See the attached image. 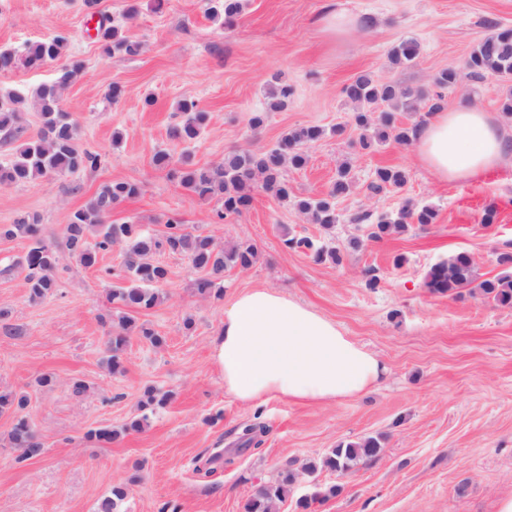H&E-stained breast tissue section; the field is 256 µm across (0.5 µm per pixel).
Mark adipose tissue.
I'll return each mask as SVG.
<instances>
[{
    "label": "adipose tissue",
    "instance_id": "ef3b65f1",
    "mask_svg": "<svg viewBox=\"0 0 512 512\" xmlns=\"http://www.w3.org/2000/svg\"><path fill=\"white\" fill-rule=\"evenodd\" d=\"M511 150L498 123L471 106L435 113L416 142L420 161L444 180L479 178ZM213 358L225 392L248 406L270 399L330 404L363 394L386 372L335 321L266 287L225 304Z\"/></svg>",
    "mask_w": 512,
    "mask_h": 512
}]
</instances>
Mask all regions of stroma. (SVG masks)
I'll return each instance as SVG.
<instances>
[{"mask_svg": "<svg viewBox=\"0 0 512 512\" xmlns=\"http://www.w3.org/2000/svg\"><path fill=\"white\" fill-rule=\"evenodd\" d=\"M230 27L211 19L208 0H0V47L66 35L64 60L81 62L62 94V106L78 125V143L100 153L104 164L76 175L49 176L0 187V224L23 214L41 219L45 241L61 252L57 292L28 299L26 240L0 238V393L26 394L25 414L43 444L41 456L16 463L9 443L14 418L0 414V512H97L113 486L129 487L124 512H243V505L283 470L295 475L279 512H497L512 496V308L480 295L434 294L427 270L448 256L469 254L479 278L499 275L500 252L512 247V157L470 182L441 180L419 160L415 143L362 149L343 87L357 74L380 82L432 89L435 75L464 66L490 33L512 28V0H242ZM111 17L122 36L140 42L134 57L102 54L89 36L92 13ZM344 12L359 27L337 38L323 20ZM404 40L419 48L416 65L392 63ZM290 87L288 105L269 111V89ZM120 85L124 95L111 102ZM507 84L490 77L463 78L448 89L443 109L475 106L487 112L512 141V119L499 108ZM152 106H145V97ZM196 101L207 119L199 137L171 148L199 167L223 163L228 153L274 147L291 128L322 127L308 149L306 167H285L295 195L324 196L342 164H350L353 191L336 201L339 221L331 232L306 220L292 204L260 190L230 221H211L216 200L187 194L154 162L167 147V129L179 121L181 100ZM266 113L252 130L253 113ZM406 173L402 188L371 194L379 167ZM115 180L137 183L138 197L116 206L112 218L162 235L168 218L182 220L217 247L248 241L256 263L224 273V296L204 298L194 289L199 273L187 258L160 252L169 270L160 300L132 312L166 339L156 348L131 337L125 370L110 372L105 358L112 274L124 249L100 254L87 268L66 255L65 227L72 211ZM433 207L435 223L409 224L406 232L372 242L357 212L393 214L404 204ZM495 224L482 222L489 204ZM343 248L341 264L318 263L285 248L284 230ZM364 239L351 250V238ZM376 287H369L370 277ZM268 287L310 304L336 321L345 336L374 353L388 368L362 396L328 405L271 400L253 407L224 391L212 342L224 323L226 298ZM50 374V387L37 384ZM85 384L74 392L73 380ZM170 393L145 429L114 443L87 439L89 430L119 428L139 416L146 389ZM264 432L258 446L242 443L245 426ZM368 436L380 438L379 454L345 473L303 468L330 448ZM333 489L309 510L298 500Z\"/></svg>", "mask_w": 512, "mask_h": 512, "instance_id": "obj_1", "label": "stroma"}]
</instances>
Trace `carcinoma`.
Masks as SVG:
<instances>
[{"label":"carcinoma","mask_w":512,"mask_h":512,"mask_svg":"<svg viewBox=\"0 0 512 512\" xmlns=\"http://www.w3.org/2000/svg\"><path fill=\"white\" fill-rule=\"evenodd\" d=\"M208 8L214 17L224 16L230 22L239 13V0H213ZM96 39L106 55L124 54L136 56L141 45L136 41L120 36L112 21L101 20L96 29ZM66 37L62 35L51 39L26 43L20 49H0V71L15 69H38L49 61L59 58ZM419 55L418 45L404 40L392 49V59L398 65L412 66ZM469 78L480 81L488 76L506 78L512 76V31H497L479 42L470 54L467 63ZM79 67L63 64L56 80L43 83L27 90L13 89L0 93V132L5 138L16 140L24 132L23 112L33 108L39 115L40 129L37 136L26 139L17 148L13 159L0 164V184H25L48 175H74L100 167L101 156L81 148L78 143L77 124L70 113L62 108V91L74 79ZM462 79V73L454 67L441 70L434 78L435 91L429 93L422 89L400 87L390 83H379L368 74L355 76L343 88L345 97L356 103L358 109L353 113L354 125L367 130L370 113L381 104H387L396 111L415 112L418 102L431 101L429 111L441 110L443 92L456 86ZM178 110L185 119L175 122L168 129V139L177 144L195 140L206 119V113L198 108L196 101L183 100ZM324 131L318 126H299L286 132L276 147L254 151L243 149L234 151L224 158V164L216 167L193 168L190 155L184 154L173 159L170 152H158L154 161L161 167H171L170 174L178 179L180 186L190 195L201 200L218 199L213 221L219 224L247 209L257 189V180H262V188L273 193L281 200H288L292 192L283 177L284 165L289 163L296 168L306 165V148L318 141ZM410 140L409 129L396 125L391 112H384L372 134H364L361 146L369 149L388 142L406 143ZM406 182L403 170L395 167H379L369 185L374 194L400 188ZM352 187L351 168L344 165L328 193L321 198H306L295 201L297 210L312 223L324 230L332 229L338 223L336 199L348 195ZM140 188L129 181H114L103 186L82 208L74 211L65 228L66 248L72 258L85 267L97 264L98 255L112 249V245L123 243L128 252L123 264L124 284L112 288L110 299L125 309H149L153 307L158 294L156 288L167 282L169 270L160 263L150 261V256L158 251H168L188 259L193 268L204 272L198 278L194 288L201 296L220 298L224 289V271L228 267L247 269L257 256V247L249 242H238L224 250L218 249L211 237L195 234L181 221H167V231L155 237L138 224L112 222V211L116 205L137 197ZM436 213L432 208L423 206L417 211L403 207L394 215L373 217L368 211L351 217L354 224H367L371 230L369 241H380L384 236L405 230L409 221L418 224H431ZM0 238H24L29 241L25 263L28 270L26 284L29 300L39 302L53 295L59 288L55 271L60 256L52 245L41 237L40 217L36 214H24L12 224L0 225ZM284 245L292 250L309 252L318 262H342V251L336 246L313 240L308 237H296L284 234ZM497 263L504 267L503 274L481 280L475 273L469 254L458 252L448 259L430 267L425 286L433 293L454 295L467 289L473 293L492 299L503 307H512V252L503 251L497 256ZM151 345L158 347L164 338L145 324L139 326L121 317L115 330L108 332L106 349L107 366L114 373L124 371L123 354L129 342L130 332ZM169 395L149 388L140 401L143 411L141 418L132 421L128 429L138 431L148 420V414L164 407ZM28 405L25 394L0 393V414L10 412L15 415V423L9 436L11 445L19 452L17 460L25 462L40 456L43 444L22 411ZM380 452V443L374 438L340 444L331 449L322 460V466L344 472L363 459H369ZM295 476L284 471L272 483L261 485L243 506L244 512H270L277 501L288 498ZM127 497V488L123 485L112 488V496L105 499L100 512H122L121 507Z\"/></svg>","instance_id":"carcinoma-1"}]
</instances>
